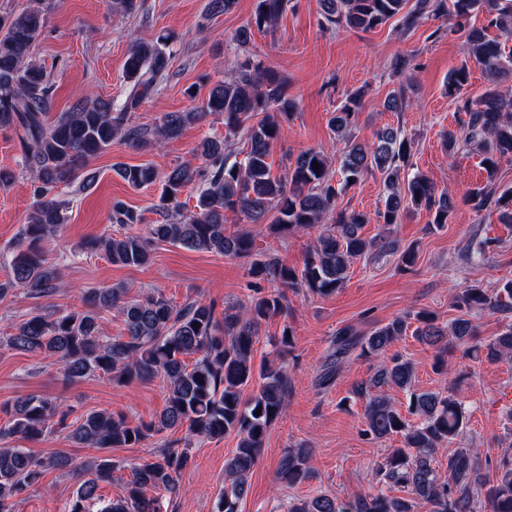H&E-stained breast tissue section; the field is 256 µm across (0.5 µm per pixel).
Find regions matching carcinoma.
I'll use <instances>...</instances> for the list:
<instances>
[{"instance_id": "carcinoma-1", "label": "carcinoma", "mask_w": 512, "mask_h": 512, "mask_svg": "<svg viewBox=\"0 0 512 512\" xmlns=\"http://www.w3.org/2000/svg\"><path fill=\"white\" fill-rule=\"evenodd\" d=\"M288 0H257L246 27L235 36L237 48L246 52L252 28L277 24ZM322 17L346 29L370 31L395 18L402 28L417 27L424 17L453 18L463 29L466 46L482 66L488 85L480 97L458 101L465 113V142H476L483 151L482 163L494 177L499 163L512 161V92L501 87L512 78V0H322ZM484 15L481 26L469 24L474 14ZM46 24L39 3L0 15V129H12L19 138L21 163L34 183L35 201L27 224L8 260L9 275L0 282V299L16 290L30 298L49 297L61 287L62 269L48 261L44 241L67 223L69 203L54 190L78 183L90 188L96 175L86 171L90 159L110 149L116 140L132 148L158 147L178 137L185 127L212 114L224 116V133L204 138L194 150V161H184L164 173L151 164H118L113 171L130 187L161 185L156 209L161 220L148 225L147 233H131L141 223V214L122 200L112 202L110 221L123 232L93 237L84 251L100 252L114 264L144 267L151 263L156 243L180 245L215 252L225 257L246 258L255 254L254 238L245 230L226 228L225 215H242L250 224H266L280 237L320 228L306 251L302 266L291 267L274 255L250 263L254 279L248 299L222 311L215 304L186 299L180 305L159 292L131 296L123 287L90 288L80 309L56 317L31 313L7 337L16 351L57 357L59 372L66 380L96 374L108 376L114 385L162 379L167 383L166 406L150 423L131 424L122 414L106 409L88 411L70 424L71 411L54 398L29 395L0 403V414L8 417L0 426V512H13V500L29 491L48 469L75 466L90 478L77 488L69 512H89L99 499L103 484L120 480L125 494L108 502L100 512H157L156 494L176 492L178 478L190 462L191 439L222 438L236 433L237 448L224 464V492L218 512H237L247 494L249 477L260 457L269 427L287 408L290 379L285 365L293 348L294 332L284 325L275 340V359L256 365V344L262 323L273 317L288 319V292L328 297L344 287L351 264L379 249L394 248L380 234L366 238L361 230L370 217L338 208V197L369 173H379L386 195L376 211L377 223L388 231L411 209L428 212V226L441 228L450 220L453 202L438 192L425 176L404 175L413 142L390 125L380 127L371 145L352 140L350 128L362 107L364 91L348 95L340 111L329 120L337 140L344 143L341 177L333 180L325 154L316 149L300 152L282 175L272 173L271 152L282 124L296 110L288 95V82L275 68L244 57L236 62L233 76L217 82L207 98L189 112H168L151 129L130 123L131 112L167 81L171 59V31L155 39L135 41L128 49L124 74L128 92L123 100L92 93L80 97L69 111L54 122L46 121L52 86L31 55L33 45ZM470 78L463 65L451 71L448 93H459ZM244 140L245 157L233 158L235 145ZM318 162L319 167L312 166ZM197 187L195 212L186 221L177 219L184 203L183 189ZM467 200L477 212H498L499 221L512 224V189L478 188ZM455 307L462 312L448 326H440L428 312L415 314L412 335L436 349L434 368L448 372V356L462 346L472 357L488 361L512 357V323L496 336L482 338L468 318L474 310L512 315V280L489 294L478 286L456 292ZM113 309L124 324L123 334L108 338L100 334L98 311ZM199 326H194V323ZM407 317H396L374 328L367 336L350 327L336 333L332 364L323 378L330 385L338 366L353 350L380 359L370 386L376 390L364 412L366 436L373 439L398 436L395 448L376 471L378 482L407 490L406 497L375 494L342 499L332 494L295 498L287 512H512V460H504L495 474L482 472L480 451L460 448L448 455L450 481L440 480L436 454L440 447L464 435L468 415L454 392H412L407 413L396 408L384 389L411 387L414 364L398 354H388L407 336ZM257 393L244 390L254 378ZM261 415H255L256 410ZM70 429L69 437L83 448H133L166 431L185 430L184 448L169 443L158 457L128 467L101 455L74 465L66 455L38 457L18 445L37 441L52 428ZM311 449H286L278 463V480L289 487L313 477L309 466Z\"/></svg>"}]
</instances>
